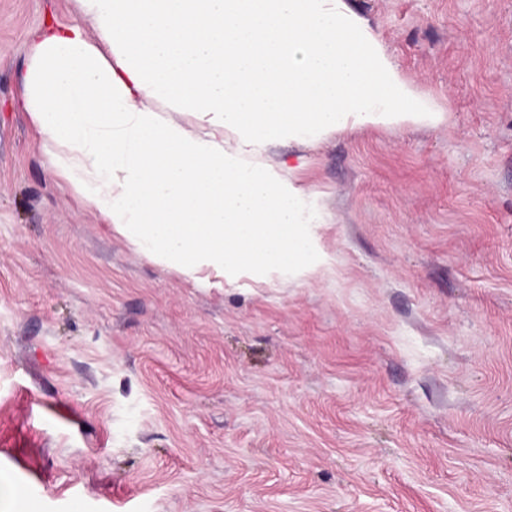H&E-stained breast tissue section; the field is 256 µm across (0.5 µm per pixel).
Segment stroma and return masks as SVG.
Instances as JSON below:
<instances>
[{
	"mask_svg": "<svg viewBox=\"0 0 512 512\" xmlns=\"http://www.w3.org/2000/svg\"><path fill=\"white\" fill-rule=\"evenodd\" d=\"M437 126L272 145L336 271L192 282L52 174L0 0V512H512V0H346Z\"/></svg>",
	"mask_w": 512,
	"mask_h": 512,
	"instance_id": "35a3bbf8",
	"label": "stroma"
}]
</instances>
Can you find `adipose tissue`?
Returning <instances> with one entry per match:
<instances>
[{"label":"adipose tissue","mask_w":512,"mask_h":512,"mask_svg":"<svg viewBox=\"0 0 512 512\" xmlns=\"http://www.w3.org/2000/svg\"><path fill=\"white\" fill-rule=\"evenodd\" d=\"M77 2L34 37L23 110L72 195L196 281L332 268L270 144L443 120L345 0Z\"/></svg>","instance_id":"adipose-tissue-1"}]
</instances>
